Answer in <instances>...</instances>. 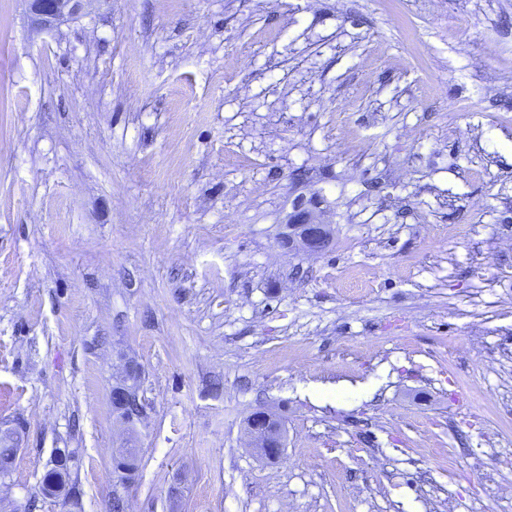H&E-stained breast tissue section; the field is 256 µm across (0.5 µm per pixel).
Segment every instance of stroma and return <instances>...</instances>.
I'll return each instance as SVG.
<instances>
[{
  "label": "stroma",
  "mask_w": 512,
  "mask_h": 512,
  "mask_svg": "<svg viewBox=\"0 0 512 512\" xmlns=\"http://www.w3.org/2000/svg\"><path fill=\"white\" fill-rule=\"evenodd\" d=\"M15 426L0 512H512V0H0ZM31 23L52 28L76 20L88 13L97 0H24ZM285 228L286 231L279 237V243L288 250L322 254L330 246V226L314 219L308 210L296 209ZM140 377V371L137 367L126 362L124 365V369L122 372V376L120 381L114 387V396L112 393V405L117 414L118 419L121 423L125 425L133 424L139 421L144 415V404L142 399L139 396V390L137 394L131 392L128 388L133 384L134 378ZM113 399L115 402L113 404ZM140 400L141 404L138 407V410L132 411L130 407L133 405L134 400ZM275 421L280 422L275 414L265 409L255 410L250 414L253 444L261 455L269 452V445L274 439H279L276 432L277 424L273 427ZM48 484H54L57 488L58 494L67 497L68 492L76 486V483L70 478V471L67 463L54 468L47 472L43 480V490L47 493Z\"/></svg>",
  "instance_id": "stroma-1"
}]
</instances>
